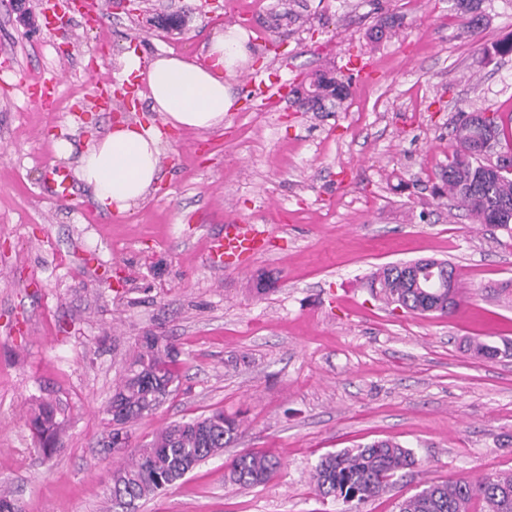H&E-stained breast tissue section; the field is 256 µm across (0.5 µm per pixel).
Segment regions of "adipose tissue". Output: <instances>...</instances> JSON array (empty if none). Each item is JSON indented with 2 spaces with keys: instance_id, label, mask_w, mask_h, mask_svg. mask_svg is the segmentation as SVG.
<instances>
[{
  "instance_id": "1",
  "label": "adipose tissue",
  "mask_w": 512,
  "mask_h": 512,
  "mask_svg": "<svg viewBox=\"0 0 512 512\" xmlns=\"http://www.w3.org/2000/svg\"><path fill=\"white\" fill-rule=\"evenodd\" d=\"M244 55L240 36L229 31L212 38L203 65L167 55L146 62L132 51L122 56L124 76L146 82L162 125H117L82 154L77 177L92 187L102 211L123 213L145 200L158 179L162 127L208 131L223 126L233 104L224 76Z\"/></svg>"
}]
</instances>
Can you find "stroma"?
Segmentation results:
<instances>
[{"label":"stroma","instance_id":"35a3bbf8","mask_svg":"<svg viewBox=\"0 0 512 512\" xmlns=\"http://www.w3.org/2000/svg\"><path fill=\"white\" fill-rule=\"evenodd\" d=\"M225 0H138L92 30L45 27L47 0L24 24L0 0V48L15 80L0 82V494L15 512H115L106 412L139 336L180 351L179 383L129 427L136 447L176 420L221 410L240 422L223 455L206 460L135 512H397L430 482L512 473V356L472 357L467 341L512 340V238L434 199L462 114L512 116V0H484L475 33L449 23L453 0H260L239 8L246 49L227 82L222 128L169 130L156 190L119 217L90 186L57 200L51 167L75 170L88 145L119 121L160 125L148 87L136 107L92 102L83 71L117 59L203 58L226 30ZM393 28L376 44L379 19ZM370 56L379 72L352 83L341 106L307 112L295 98L262 112L252 74L299 89L308 74L348 70ZM63 73L50 108L27 84ZM71 145L60 157L57 141ZM268 225L269 250L242 269L205 262L226 215ZM450 262L462 287L451 314H411L364 288L372 269L411 259ZM60 422L54 452L26 423L34 401ZM392 438L418 460L364 502L319 495L311 481L329 452ZM281 466L239 488L225 475L242 451Z\"/></svg>","mask_w":512,"mask_h":512}]
</instances>
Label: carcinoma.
Returning <instances> with one entry per match:
<instances>
[{
  "label": "carcinoma",
  "instance_id": "obj_1",
  "mask_svg": "<svg viewBox=\"0 0 512 512\" xmlns=\"http://www.w3.org/2000/svg\"><path fill=\"white\" fill-rule=\"evenodd\" d=\"M482 3L483 0H454L458 17L472 32L485 24ZM350 83L349 77L316 72L304 87L300 103L309 110H321L327 101L339 105L348 96ZM451 143L452 159L441 175L446 193L475 223L512 235V167L505 171L481 156L485 147L499 157L512 156V118L505 121L494 114L481 122L467 115L454 126ZM426 280L427 275L419 266L392 263L368 275L366 286L385 304L412 313L448 314L459 306L458 280H453L451 295L446 288L425 287ZM469 349L486 359L506 353L484 342L472 343ZM178 358V349L166 337L148 334L140 338L109 402V406L116 405L122 411L120 427L112 430V438L128 437L129 424L153 413L163 403L178 381ZM28 424L38 436L50 440L60 422L53 405L40 402L32 409ZM239 428V422L222 411L170 423L113 467L112 500L130 505L174 484L200 462L223 453L236 439ZM415 464L411 449L393 439H384L321 456L313 469L312 482L323 496L362 502L384 493L397 472ZM279 467L278 460L247 450L228 464V481L236 486H255L266 482ZM476 501L481 502V512H512V473L478 483L464 478L451 483H427L404 497L398 512H472Z\"/></svg>",
  "mask_w": 512,
  "mask_h": 512
}]
</instances>
